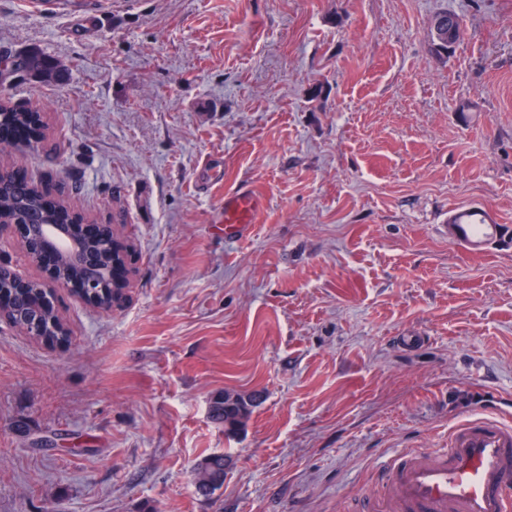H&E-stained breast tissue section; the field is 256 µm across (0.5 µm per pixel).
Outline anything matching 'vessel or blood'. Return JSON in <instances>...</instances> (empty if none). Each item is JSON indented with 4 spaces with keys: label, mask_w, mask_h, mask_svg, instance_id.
<instances>
[{
    "label": "vessel or blood",
    "mask_w": 512,
    "mask_h": 512,
    "mask_svg": "<svg viewBox=\"0 0 512 512\" xmlns=\"http://www.w3.org/2000/svg\"><path fill=\"white\" fill-rule=\"evenodd\" d=\"M262 199L249 187L224 196V236L244 237ZM461 242L493 239L491 222L457 224ZM383 479L396 493L395 503L374 498L357 512H512V425L492 416L457 422L443 448H410L385 462Z\"/></svg>",
    "instance_id": "vessel-or-blood-1"
}]
</instances>
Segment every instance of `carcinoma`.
I'll return each instance as SVG.
<instances>
[{
    "label": "carcinoma",
    "mask_w": 512,
    "mask_h": 512,
    "mask_svg": "<svg viewBox=\"0 0 512 512\" xmlns=\"http://www.w3.org/2000/svg\"><path fill=\"white\" fill-rule=\"evenodd\" d=\"M21 71L56 79L59 71L47 58L30 53L17 61ZM31 113L20 111L9 101H0V129L8 125L29 124ZM44 194L33 184H23L14 179L11 173L0 171V224H57L55 212L43 206ZM256 398L226 392L211 402L214 417L224 423V434L236 433L249 414ZM230 459L224 454H210L198 460L192 468V478L196 490L205 497H213L224 486L226 469Z\"/></svg>",
    "instance_id": "cac0c4a2"
}]
</instances>
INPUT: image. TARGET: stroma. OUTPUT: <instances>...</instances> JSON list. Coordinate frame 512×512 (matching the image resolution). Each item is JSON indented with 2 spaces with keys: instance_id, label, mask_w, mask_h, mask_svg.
<instances>
[{
  "instance_id": "35a3bbf8",
  "label": "stroma",
  "mask_w": 512,
  "mask_h": 512,
  "mask_svg": "<svg viewBox=\"0 0 512 512\" xmlns=\"http://www.w3.org/2000/svg\"><path fill=\"white\" fill-rule=\"evenodd\" d=\"M82 4L0 0V61L63 75L0 83L58 146L0 168L114 224L131 286L59 289L58 345L0 321V512H352L388 456L512 417V0ZM242 185L264 207L228 244ZM465 208L505 236L456 242ZM226 391L259 397L229 437ZM17 67L20 71L46 76L52 79H58L59 71L47 58L37 53H30L17 61ZM229 468L230 459L224 454H210L198 460L192 468L193 483L197 492L213 498L215 492L224 486V477Z\"/></svg>"
}]
</instances>
